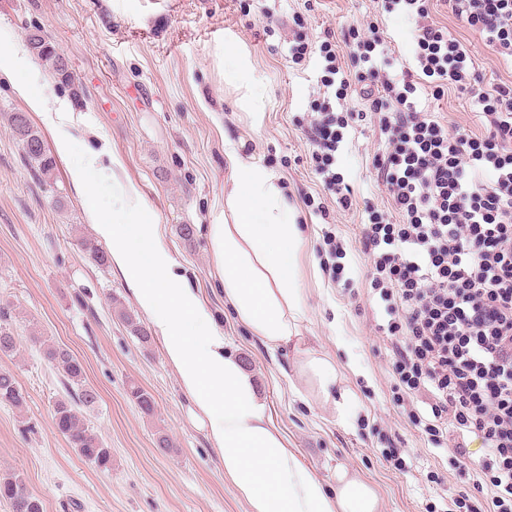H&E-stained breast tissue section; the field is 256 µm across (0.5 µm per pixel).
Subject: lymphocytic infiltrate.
Returning <instances> with one entry per match:
<instances>
[{"instance_id": "f902f5d3", "label": "lymphocytic infiltrate", "mask_w": 512, "mask_h": 512, "mask_svg": "<svg viewBox=\"0 0 512 512\" xmlns=\"http://www.w3.org/2000/svg\"><path fill=\"white\" fill-rule=\"evenodd\" d=\"M512 66V0H441ZM412 23L409 76L388 72L391 48L379 30L345 35L354 83L336 46L296 40L293 60L319 53L322 93L311 104V158L340 206L350 189L336 171L347 130L370 121L386 143L373 165L386 207L366 205L358 243L370 260V290L384 306L378 330L397 341L398 391L418 399L409 418L431 443L451 448V466L485 492L487 512H512V82L481 88L469 50L432 18L431 0H382ZM370 113L336 111L350 85ZM336 95H329V88ZM470 94L484 130L448 128L419 106L421 92ZM479 439L473 462L469 438Z\"/></svg>"}]
</instances>
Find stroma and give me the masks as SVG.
<instances>
[{
	"label": "stroma",
	"mask_w": 512,
	"mask_h": 512,
	"mask_svg": "<svg viewBox=\"0 0 512 512\" xmlns=\"http://www.w3.org/2000/svg\"><path fill=\"white\" fill-rule=\"evenodd\" d=\"M435 21L469 49L483 88L512 80L479 34L444 6ZM377 23L388 37L402 78L412 50V24L383 11L377 0H0V52L31 57V33L45 37L67 62L73 84L58 81L40 59L0 75V304L9 303L13 353L0 354L25 398L23 409L0 404V474L23 478L44 512H250L208 436L206 417L181 388L159 337L144 344L122 312L139 315L133 291L113 267L97 266L82 247L95 239L70 170L96 146L109 142L121 158L122 182L132 183L158 224L162 240L181 263L191 287L223 333L226 350L253 377L271 426L300 464L327 486L344 466L377 487L382 512H455L469 492L485 502L469 479L449 464L450 449L436 448L409 420L408 400L393 392V337L378 331L382 306L370 295L369 264L359 244L366 204L383 205L373 167L386 144L370 126L350 132L336 153V170L351 189V207L327 199L329 219L306 205L322 187L310 162L311 146L299 121L319 93L323 61L312 55L293 64L288 48L298 36L332 38L347 54L349 25ZM245 47L264 87L265 112L253 125L224 81V42ZM64 100L75 116L70 152L51 178L38 176L8 124L28 112L47 150L55 134L29 112L16 85ZM422 103L448 127L480 132L469 95L447 89ZM235 150L279 177L305 226L299 284L307 315L301 333L317 353L332 358L341 388L354 397L345 412L322 403L298 379L294 350L264 347L239 324L224 302L211 261L208 227L224 220L225 153ZM194 229L183 239L180 225ZM343 245L341 281L324 275L319 248L325 231ZM68 349L84 365L99 394L85 415L112 451L102 470L70 448L57 431L56 401L74 391L43 355L42 341ZM152 394L154 416L141 414L131 385ZM172 441L156 447L157 431ZM396 449L397 462L384 453Z\"/></svg>",
	"instance_id": "stroma-1"
}]
</instances>
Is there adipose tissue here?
<instances>
[{"mask_svg": "<svg viewBox=\"0 0 512 512\" xmlns=\"http://www.w3.org/2000/svg\"><path fill=\"white\" fill-rule=\"evenodd\" d=\"M224 80L237 93L240 109L260 122L262 79L250 53L231 41L224 44ZM101 163L112 171L122 166L105 144L72 171L88 203V219L108 244L112 265L130 284L139 309L161 335L183 389L208 421L225 475L252 512H380L378 494L359 475L337 468L336 486L327 488L286 450L266 420L251 378L226 353L223 334L163 244L158 225L144 219L146 203L135 187H122L121 207L111 220L100 217L92 175ZM228 168L224 221L208 228L224 299L238 321L270 349L296 350L300 377L323 401H331L338 384L336 366L307 348L300 331L306 311L297 275L304 241L297 213L271 171L234 154ZM190 326L196 335H187Z\"/></svg>", "mask_w": 512, "mask_h": 512, "instance_id": "ef3b65f1", "label": "adipose tissue"}]
</instances>
